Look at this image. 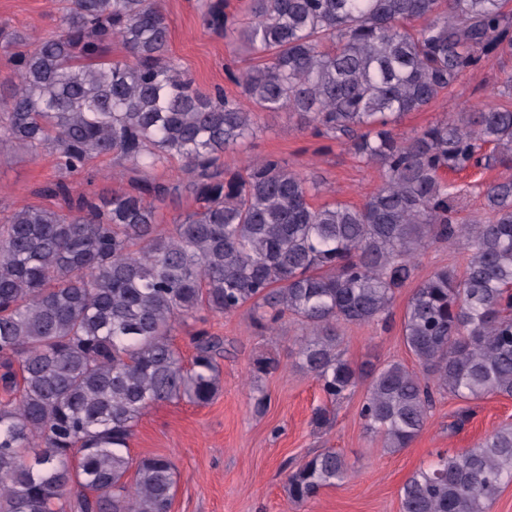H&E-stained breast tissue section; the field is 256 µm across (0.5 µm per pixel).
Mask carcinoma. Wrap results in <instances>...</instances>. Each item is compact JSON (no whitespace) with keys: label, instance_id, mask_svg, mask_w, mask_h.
I'll list each match as a JSON object with an SVG mask.
<instances>
[{"label":"carcinoma","instance_id":"1","mask_svg":"<svg viewBox=\"0 0 512 512\" xmlns=\"http://www.w3.org/2000/svg\"><path fill=\"white\" fill-rule=\"evenodd\" d=\"M507 0H248L207 25L257 62L228 72L229 99L199 90L168 55L159 0H69L56 31L11 51L0 88V143L55 153L59 180L110 156L133 190L82 196L68 210L30 206L0 225V512H171L175 468L130 455L151 406L209 402L223 344L206 332L184 364L171 336L199 309L248 305L273 332L305 327L302 367L330 403L368 378L359 415L392 451L423 430L434 392L512 397V175L474 186L486 217L463 220L464 190L445 175L512 170V106L487 104L405 134L401 118L435 103L468 71L512 54ZM126 56H110L112 42ZM340 140L380 184L362 205L314 207L322 183L279 159L220 163L248 142L262 112ZM187 180L150 173L173 160ZM186 192L199 206L162 232L160 204ZM431 242L470 251L408 300L402 339L422 374L400 362L355 368L339 324L387 322L396 293ZM326 448L287 478L298 506L345 478ZM512 483V426L472 448L437 452L400 491L401 512H487Z\"/></svg>","mask_w":512,"mask_h":512}]
</instances>
